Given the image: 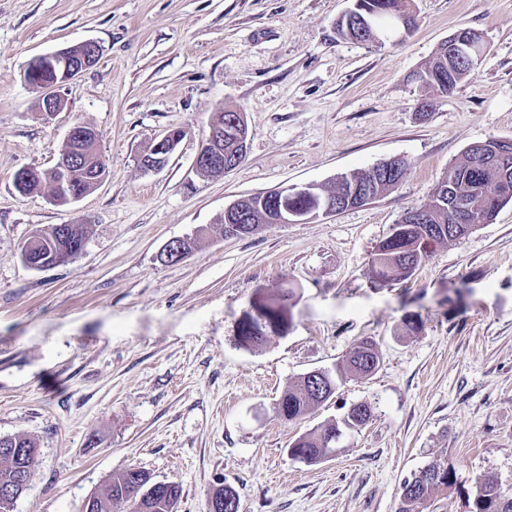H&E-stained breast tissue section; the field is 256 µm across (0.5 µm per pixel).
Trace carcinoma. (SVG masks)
<instances>
[{
	"instance_id": "1",
	"label": "carcinoma",
	"mask_w": 512,
	"mask_h": 512,
	"mask_svg": "<svg viewBox=\"0 0 512 512\" xmlns=\"http://www.w3.org/2000/svg\"><path fill=\"white\" fill-rule=\"evenodd\" d=\"M362 14L366 10L380 16L397 11L411 10V0H359ZM471 73L467 60L462 56H448V48L440 45L428 65L416 73L420 86L432 92L447 94L457 83ZM408 163H403L395 176L385 178L377 171H354L351 176L372 185L374 193L380 195L397 185V180L406 173ZM103 161L93 149L70 165V183L79 193L85 194L97 185L102 175ZM508 170L509 184L512 185V157L504 162L489 163L483 157H476L465 151L461 157L448 165V171L438 182L432 194L414 210L425 212L422 224H400L393 226L389 237L380 242L371 259V274L374 282L390 286L409 279L416 266L430 256L433 249L442 243L458 239L468 232V227L458 226L451 234L441 233L437 228H448V202L458 196L467 199L471 206L487 211L512 202V193L500 197L501 187L492 177L495 173ZM54 173L36 170L31 180L17 189L21 195L45 190L64 203L66 199L53 185ZM274 208L265 203L248 206L241 214L245 235L256 233L264 224L271 223ZM87 228L83 224H60L49 229H40L31 234L21 248V256L26 265L42 270L61 265L80 253L86 244ZM240 344L258 346L265 338L254 331V324L244 321L239 331ZM379 364V354L371 341H365L350 351L331 370L317 369L303 374L299 380L286 389L276 403V413L287 421H296L309 415L315 408L329 400L336 392L339 382L348 376H368ZM372 416V409L366 403L350 407L343 420L349 427L366 424ZM340 432L339 425L331 422L296 438L289 448L292 457L312 464L325 457L331 450L330 436ZM35 442L24 434L9 435L0 439V489L20 487L19 475L32 466ZM3 448H18L19 454L1 452ZM145 483H152L150 475L139 471ZM137 477V478H139ZM137 478L128 471L111 476L105 481L106 489L96 500V512H112V507L120 504L125 512H170V504L180 498L181 489L177 483L162 485L154 496L140 499L135 490ZM456 483L455 472L448 468L447 461L434 459L428 469L406 479L402 485L401 508L399 512H411V507L430 500L435 494L446 491ZM475 491L471 512H512V496L503 493L499 485L482 476L475 477Z\"/></svg>"
}]
</instances>
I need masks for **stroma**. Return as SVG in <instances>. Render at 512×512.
Returning a JSON list of instances; mask_svg holds the SVG:
<instances>
[{"instance_id":"1","label":"stroma","mask_w":512,"mask_h":512,"mask_svg":"<svg viewBox=\"0 0 512 512\" xmlns=\"http://www.w3.org/2000/svg\"><path fill=\"white\" fill-rule=\"evenodd\" d=\"M351 0H0V435L40 452L15 512H83L110 476L136 466L178 483L177 512H208L219 486L239 512H399L405 478L445 458L457 483L416 512H471L473 480L512 495V203L437 247L414 275L378 287L372 254L449 163L512 138V0H413L419 27L383 43L344 40ZM461 28L483 33L473 73L437 96L413 81ZM87 41L97 63L47 117L23 72ZM244 112L247 151L204 175L194 159L221 110ZM100 134L107 173L75 202L22 196L23 167L49 169L69 129ZM168 164L140 157L168 131ZM393 157L408 169L371 203L257 233L200 236L226 205L282 185H329ZM83 224V251L35 270L24 241ZM193 241L174 264L160 254ZM296 292L281 334L238 341L252 303ZM419 317L417 330L402 318ZM374 341L376 370L352 377L306 418L275 404L289 384ZM372 406L308 464L299 435ZM184 136V131L182 129H173L170 130L154 147V153H158L153 157H147L146 155L143 158L144 167L152 170H159L163 167L169 158L171 152H173L180 142V140Z\"/></svg>"}]
</instances>
